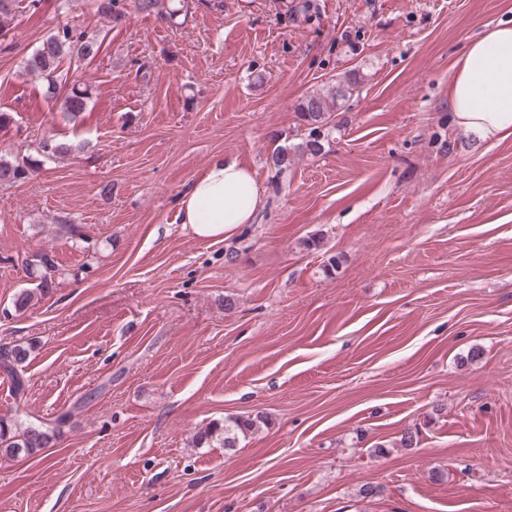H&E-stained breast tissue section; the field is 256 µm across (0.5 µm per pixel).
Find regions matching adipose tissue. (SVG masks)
<instances>
[{
    "label": "adipose tissue",
    "instance_id": "obj_1",
    "mask_svg": "<svg viewBox=\"0 0 512 512\" xmlns=\"http://www.w3.org/2000/svg\"><path fill=\"white\" fill-rule=\"evenodd\" d=\"M448 110L473 143L512 136V20L486 24L467 44L448 83ZM178 220L202 240H223L253 223L263 196L251 169L216 158L180 193Z\"/></svg>",
    "mask_w": 512,
    "mask_h": 512
}]
</instances>
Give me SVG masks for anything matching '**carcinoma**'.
I'll use <instances>...</instances> for the list:
<instances>
[{
	"label": "carcinoma",
	"mask_w": 512,
	"mask_h": 512,
	"mask_svg": "<svg viewBox=\"0 0 512 512\" xmlns=\"http://www.w3.org/2000/svg\"><path fill=\"white\" fill-rule=\"evenodd\" d=\"M96 15L117 23L125 16L126 0H92ZM19 0H0V32L13 23ZM97 34L89 28L79 27L70 23L59 24L30 57L27 69L42 75L48 84V93L57 95L58 78L61 76L62 64L69 61L85 59L82 51L94 49L97 45ZM355 89V83L346 81L338 84L328 96L318 93L305 95L298 104V115L308 130L307 137L298 144L297 149L312 156L319 155L329 142L333 131L338 127L334 123V113L343 107ZM61 111L75 119L87 110L90 93L88 89L74 87L61 96ZM41 149L47 156L68 154L72 145L58 140L49 134L41 142ZM292 156L288 148L278 147L272 155L275 175L272 180L273 191L280 189L281 182L288 178ZM31 167L28 162L0 160V185L14 184L24 180ZM32 345L20 343L0 348V373L10 379L13 395L22 399L28 388L24 376V363L29 357ZM258 420L250 417H227L224 424L208 426L194 435L198 445L217 442L230 450L237 446L240 439L247 437L257 428ZM56 435V429L41 425L29 424L17 427L0 418V453L11 457L34 456L48 447Z\"/></svg>",
	"instance_id": "carcinoma-1"
}]
</instances>
